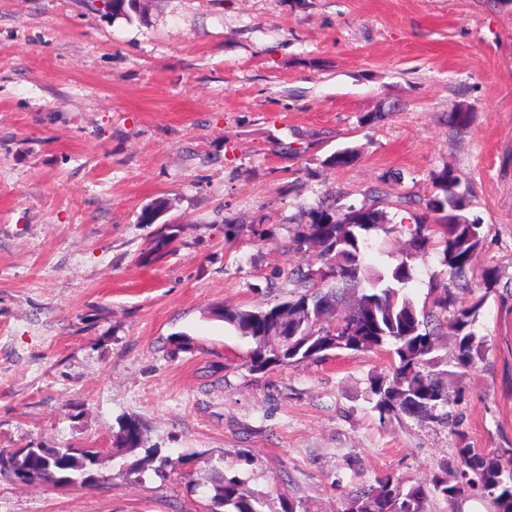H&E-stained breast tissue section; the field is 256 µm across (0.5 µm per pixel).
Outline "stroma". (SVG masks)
<instances>
[{
  "instance_id": "1",
  "label": "stroma",
  "mask_w": 512,
  "mask_h": 512,
  "mask_svg": "<svg viewBox=\"0 0 512 512\" xmlns=\"http://www.w3.org/2000/svg\"><path fill=\"white\" fill-rule=\"evenodd\" d=\"M141 5L0 0V448L93 446L106 478L0 477V512H204L189 485L219 448L227 475L279 489L273 512H343L378 479L456 466L462 444L512 448V0ZM347 146L354 164L329 167ZM446 169L484 226L476 267L501 274L463 295L485 353L449 379L460 427L380 419L382 352L250 373L212 311L287 297L303 208L336 190L408 229ZM129 417L170 477L120 476Z\"/></svg>"
}]
</instances>
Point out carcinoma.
<instances>
[{
    "label": "carcinoma",
    "mask_w": 512,
    "mask_h": 512,
    "mask_svg": "<svg viewBox=\"0 0 512 512\" xmlns=\"http://www.w3.org/2000/svg\"><path fill=\"white\" fill-rule=\"evenodd\" d=\"M112 17H128L141 11L140 0H103ZM358 150L346 147L327 161L346 166ZM438 193L424 202L425 212L410 231V247L385 271H373L365 263V252L373 234L387 237L399 227L386 215L364 204L349 205L336 213L339 195L307 209L310 223L295 235L294 249L309 254L314 267H298L288 275L293 289L288 298L267 307L224 306L216 309L221 319L254 348L247 361L254 374H267L277 367H295L318 362L334 351L385 352L391 356L392 374L370 379L373 409L380 418H409L417 422H449L457 396L444 383L448 357L438 354L443 330L455 336V361L471 365L483 357L484 340L474 326L485 298L469 306L459 301L458 291L468 287L475 257L483 247V225L466 216L470 191L460 190L459 178L445 170L436 178ZM435 250L441 255L448 280L434 278L432 299L419 308L408 293L414 279V261ZM485 294L497 290L500 274L488 265L479 274ZM143 427L129 418L114 436L115 446L133 453L142 445ZM99 448H0V476L20 483L62 482L96 487L100 476ZM459 466L444 470L430 483L410 484L387 478L354 498L343 512H427L431 498L454 503L467 491L488 498L494 512H512V457L506 462L476 448L458 449ZM222 454L210 455L209 491L205 512H268L273 493L250 491L240 478L221 470ZM175 463L152 448L132 461L125 474L137 480L149 470L162 474Z\"/></svg>",
    "instance_id": "obj_1"
}]
</instances>
